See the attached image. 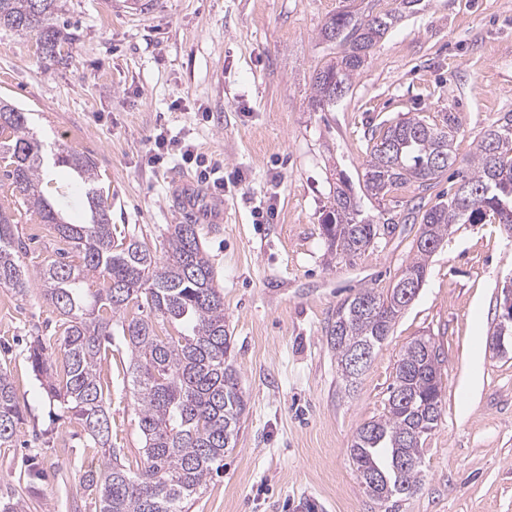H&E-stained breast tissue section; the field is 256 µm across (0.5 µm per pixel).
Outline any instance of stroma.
Here are the masks:
<instances>
[{"mask_svg":"<svg viewBox=\"0 0 512 512\" xmlns=\"http://www.w3.org/2000/svg\"><path fill=\"white\" fill-rule=\"evenodd\" d=\"M343 0H62L73 40L43 64L36 33L0 28V96L28 112L46 147L94 159L116 235L163 255L167 228L182 223L174 183L192 179L180 155L149 160L148 139L166 133L194 145L224 174L223 224L199 235L224 289V319L247 398L235 448L189 512H385L364 492L349 448L382 415L404 347L419 336L440 349L442 416L423 445V482L397 512H512V348L490 349L512 276V233L494 223L457 224L430 257L425 281L396 320L354 391H345L325 329L363 288L383 292L409 261L413 210L447 200L448 182L408 183L375 199L362 175L372 131L410 114L458 116V159L512 112V0H422L376 46L370 63L328 111L309 105L311 76L331 48L318 37ZM364 215L397 230L365 254L330 256L322 216L339 174ZM41 189L73 223H86L85 185L47 165ZM24 259L37 270L59 243L0 187ZM273 208L259 222L256 211ZM57 315L39 291L0 287V370L23 420L0 447V491L31 512H98L80 491L98 467L75 420L62 416L32 371L33 337L55 334ZM120 327L102 364L112 446L127 464L143 442Z\"/></svg>","mask_w":512,"mask_h":512,"instance_id":"1","label":"stroma"}]
</instances>
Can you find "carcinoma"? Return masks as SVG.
<instances>
[{
	"instance_id": "cac0c4a2",
	"label": "carcinoma",
	"mask_w": 512,
	"mask_h": 512,
	"mask_svg": "<svg viewBox=\"0 0 512 512\" xmlns=\"http://www.w3.org/2000/svg\"><path fill=\"white\" fill-rule=\"evenodd\" d=\"M58 11V0H0V27L38 33L44 56L53 58L72 39L56 22ZM401 17L367 13L355 0L329 16L319 35L341 51L314 70L311 106L323 111L336 103ZM459 129L452 114L439 123L417 116L380 127L364 169L366 192L382 198L408 182L437 187L457 163L452 145ZM0 161L12 196L51 225L72 254L29 271L23 262L26 245L0 209V287L20 297L39 290L63 327L52 344L34 338L32 369L49 399L108 450L98 468L84 473L81 487L95 495L98 512H188L207 482L224 471V455L235 448L247 409L224 320V291L198 225H170L161 260L133 235L116 242L94 162L64 146L57 162L83 179L91 213L89 224L66 222L40 188L45 145L30 128L28 113L2 100ZM459 175V188L448 200L420 215L418 243L396 284L385 293L363 288L336 308L328 344L337 367L351 349L365 346L374 353L384 343L411 303L396 297L395 289L409 279L424 282L429 258L449 227L479 224L490 215L512 231V112L489 126ZM322 228L328 251L339 257L360 255L379 240L378 225L363 215L343 177ZM114 321L130 352L143 439L144 460L135 472L111 451L112 422L100 379ZM56 352L60 367L53 361ZM441 365L431 339L411 341L397 361L385 412L363 423L353 437L350 458L364 492L379 504L410 496L422 484V438L415 432L432 430L441 419ZM22 420L11 377L0 370V447L13 442Z\"/></svg>"
}]
</instances>
